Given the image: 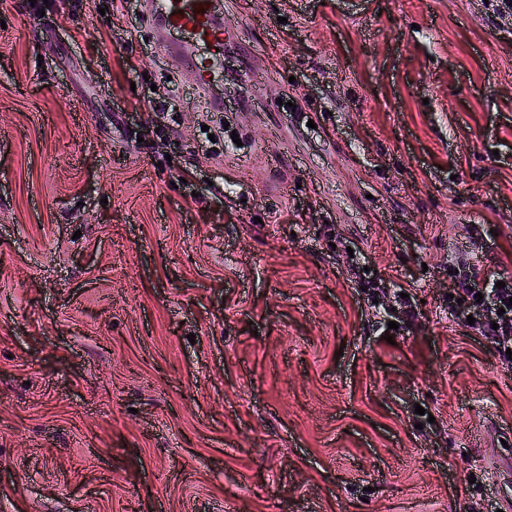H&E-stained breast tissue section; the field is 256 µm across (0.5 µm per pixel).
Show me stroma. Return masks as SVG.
I'll use <instances>...</instances> for the list:
<instances>
[{
  "label": "stroma",
  "instance_id": "1",
  "mask_svg": "<svg viewBox=\"0 0 512 512\" xmlns=\"http://www.w3.org/2000/svg\"><path fill=\"white\" fill-rule=\"evenodd\" d=\"M111 4L0 0V512H487L512 14L224 0L202 93ZM461 288H457V299H462L467 309L474 311L477 317L476 324L481 327L482 336L490 339L503 359L509 361L506 355L507 348L512 352V305L509 298L512 297V277L503 276L498 272H492L476 264L462 265L459 274ZM498 281L505 282V288H495ZM473 287V290H470ZM481 292L483 299L477 302L475 294ZM461 305L448 304V312L451 316L456 315L457 308ZM499 308L505 309V313L497 314ZM480 322H479V321ZM492 321H495L499 328L492 329Z\"/></svg>",
  "mask_w": 512,
  "mask_h": 512
}]
</instances>
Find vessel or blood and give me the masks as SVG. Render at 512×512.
<instances>
[{
    "mask_svg": "<svg viewBox=\"0 0 512 512\" xmlns=\"http://www.w3.org/2000/svg\"><path fill=\"white\" fill-rule=\"evenodd\" d=\"M223 9V0H158L150 8L156 33H181L179 43L165 41L161 47L192 72L200 88L209 87L222 67L226 42Z\"/></svg>",
    "mask_w": 512,
    "mask_h": 512,
    "instance_id": "1",
    "label": "vessel or blood"
}]
</instances>
